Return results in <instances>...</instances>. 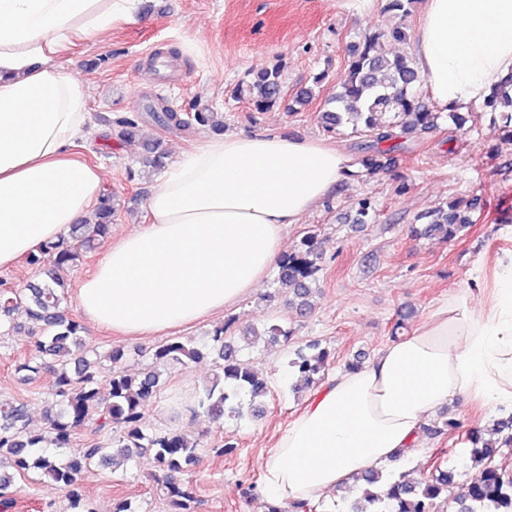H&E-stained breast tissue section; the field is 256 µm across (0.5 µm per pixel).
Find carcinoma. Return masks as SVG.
Returning <instances> with one entry per match:
<instances>
[{
    "label": "carcinoma",
    "instance_id": "cac0c4a2",
    "mask_svg": "<svg viewBox=\"0 0 512 512\" xmlns=\"http://www.w3.org/2000/svg\"><path fill=\"white\" fill-rule=\"evenodd\" d=\"M405 37L401 24L387 32L366 34L340 77L338 91L328 100L332 108L318 114L329 131L351 124L369 139L367 154L361 159L368 172L385 166L389 155L400 149L401 139L436 128L441 118V113L420 105L417 90L421 78L411 60L383 52L385 42ZM237 95L260 111L277 106L282 98L280 70L249 74L238 86ZM487 106L500 110L502 118L512 123L511 95L492 97ZM151 117L163 127L186 128L193 123L224 127L219 113L208 108L196 107L185 118L168 110L153 111ZM115 124L120 127L119 140L129 147L134 145L136 119L122 117ZM355 205L359 223H371L375 216L371 199L360 198ZM476 208L474 201L463 205L453 201L428 213L426 222L415 233L451 241L474 223L472 213ZM115 214L111 198H102L93 218L71 226L70 240L48 243L41 255L30 256L29 261L41 267L40 284L24 290L0 288V325L13 323L14 315L20 312L31 324L28 333L32 335L35 365L24 362L18 370L45 378L55 398L46 411V427L40 432L29 429L23 406L0 400V512H8L13 505L8 496L13 476L3 470L6 463L19 473L34 471L52 481L64 493L72 512H93L80 493L79 481L84 471L100 460L123 464L144 454L151 455L156 463L158 473L153 480L168 501L170 512H192L193 492L180 476L200 459L199 442L181 432L153 433L145 421V407L160 389L162 368L169 363H195L207 355L215 356L213 378L197 397V412L214 421L227 416L244 418L241 395L255 401L270 392L268 381L240 358L222 325L213 330L212 347L173 338L155 350L152 366L139 373L121 367L124 350L101 354L85 346L80 336L81 324L64 308L70 288L64 271L77 267L85 254L97 248ZM320 260L315 236L308 235L301 242V250L279 266L278 282L291 295L290 307L302 316L312 310L311 285L321 270ZM329 357L330 352L317 340L298 350L289 362L296 377L293 390L312 389L324 380ZM105 361L112 364V375L103 387L99 369ZM91 423L106 434L117 425L122 434L107 444L90 443L63 460L44 450L48 445L70 447L72 436ZM497 425L498 431L505 434L501 442L482 441L477 429L465 432L470 459L482 467L480 481L464 485L455 471L438 466L428 479L408 480L400 475L383 484L379 472L371 471L362 476L366 488L350 502L348 512H441L440 505L449 503L454 512H512V469L500 461L503 448L512 447V414L498 420Z\"/></svg>",
    "mask_w": 512,
    "mask_h": 512
}]
</instances>
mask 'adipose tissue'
Here are the masks:
<instances>
[{"mask_svg": "<svg viewBox=\"0 0 512 512\" xmlns=\"http://www.w3.org/2000/svg\"><path fill=\"white\" fill-rule=\"evenodd\" d=\"M135 0H0V268L89 219L103 174L73 158L90 134L86 83L54 62L106 32ZM415 67L441 111H469L512 77V0H426ZM355 172L340 147L231 132L164 170L149 224L105 250L82 281L86 316L149 336L253 293L285 251L287 228ZM490 304H441L373 361L323 383L271 449L262 495L288 505L404 462L425 423L462 399L512 408V261Z\"/></svg>", "mask_w": 512, "mask_h": 512, "instance_id": "1", "label": "adipose tissue"}]
</instances>
